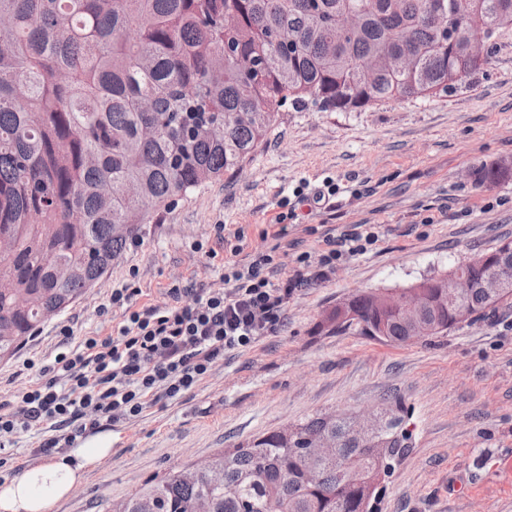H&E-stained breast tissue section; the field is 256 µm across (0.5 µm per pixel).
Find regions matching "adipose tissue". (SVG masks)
Instances as JSON below:
<instances>
[{"instance_id":"adipose-tissue-1","label":"adipose tissue","mask_w":512,"mask_h":512,"mask_svg":"<svg viewBox=\"0 0 512 512\" xmlns=\"http://www.w3.org/2000/svg\"><path fill=\"white\" fill-rule=\"evenodd\" d=\"M112 452L109 437L98 436L86 445L31 465L0 484V512H53L85 474Z\"/></svg>"}]
</instances>
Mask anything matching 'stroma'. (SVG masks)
<instances>
[{"label":"stroma","instance_id":"35a3bbf8","mask_svg":"<svg viewBox=\"0 0 512 512\" xmlns=\"http://www.w3.org/2000/svg\"><path fill=\"white\" fill-rule=\"evenodd\" d=\"M488 60L422 100L351 112L286 108L238 174L173 197L94 288L43 324L48 362L56 324L80 338L111 334L121 310L98 309L132 266L138 308L167 303L175 284L223 287L225 262L246 264L269 249L280 264L273 280H309L289 298L279 332L228 352L183 397L113 426L111 455L54 512H106L168 468L321 412L390 400L403 406L411 448L386 477L377 512H512V303L405 345L322 327L353 292L399 291L512 239V178L488 186L475 176L512 164V28L490 40ZM282 215L288 235L278 240ZM359 224L377 242L315 277L324 238ZM301 254L307 263H297ZM41 438L35 429L14 435L0 451V482L38 462Z\"/></svg>","mask_w":512,"mask_h":512}]
</instances>
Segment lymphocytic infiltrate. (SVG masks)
Masks as SVG:
<instances>
[{
	"label": "lymphocytic infiltrate",
	"instance_id": "lymphocytic-infiltrate-1",
	"mask_svg": "<svg viewBox=\"0 0 512 512\" xmlns=\"http://www.w3.org/2000/svg\"><path fill=\"white\" fill-rule=\"evenodd\" d=\"M274 251L254 254L246 265L224 268L221 288L168 290L170 304L135 308L131 287L113 289L102 314L118 308L123 321L107 336L72 344L59 330L62 350L41 366L39 382L0 402V447L21 430H47L38 450L50 455L106 426L131 422L152 404L177 399L224 362L226 352L253 346L283 325L288 298L307 279L272 281Z\"/></svg>",
	"mask_w": 512,
	"mask_h": 512
}]
</instances>
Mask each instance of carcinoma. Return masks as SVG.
Returning a JSON list of instances; mask_svg holds the SVG:
<instances>
[{
  "mask_svg": "<svg viewBox=\"0 0 512 512\" xmlns=\"http://www.w3.org/2000/svg\"><path fill=\"white\" fill-rule=\"evenodd\" d=\"M359 15L344 34L336 20ZM452 12L493 38L512 27V0H0V361L73 305L138 238L172 197L238 172L274 130L287 104L307 99L330 112L414 101L445 93L481 69L462 36L441 30L433 12ZM233 17L224 27V17ZM368 60L382 68L369 80ZM152 100L145 112L141 100ZM478 180L512 176L483 166ZM128 182L141 194L123 191ZM477 254L450 270L472 288L445 298L443 275L425 278L432 335L497 305L482 288L495 272ZM76 263L59 280L53 269ZM352 320L335 332H382L391 344L410 333L372 292L350 294ZM374 448L349 437V416L317 414L211 456L189 481L181 470L152 479L112 512H372L378 486L408 451L400 409H390ZM322 435L336 458L308 460L304 442Z\"/></svg>",
  "mask_w": 512,
  "mask_h": 512,
  "instance_id": "carcinoma-1",
  "label": "carcinoma"
}]
</instances>
